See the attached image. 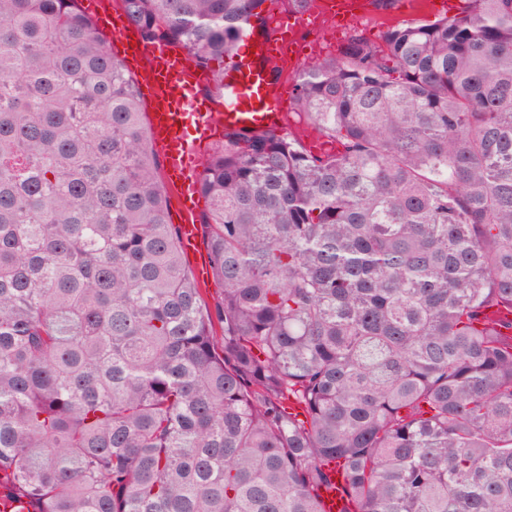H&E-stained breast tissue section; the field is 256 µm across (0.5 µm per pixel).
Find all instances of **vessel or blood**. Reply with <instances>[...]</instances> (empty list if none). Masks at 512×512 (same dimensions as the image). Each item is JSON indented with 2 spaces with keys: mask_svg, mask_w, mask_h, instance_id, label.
<instances>
[{
  "mask_svg": "<svg viewBox=\"0 0 512 512\" xmlns=\"http://www.w3.org/2000/svg\"><path fill=\"white\" fill-rule=\"evenodd\" d=\"M83 8L100 22L111 48L133 65L140 86L146 90L151 133L163 157L166 182L177 200L182 245L184 249H194L199 236L201 162L213 136L220 128L227 132L242 128L285 131L283 85L271 77L269 68L282 46L297 48L295 30L306 27L308 17L303 14L288 26L265 28L252 44L253 55L241 73L240 84L231 91V102L224 111L217 112L204 103L201 95L208 75L184 50L166 41H145L138 30L113 11L111 0H85ZM311 10L361 19L373 15L374 2L314 0ZM342 483L341 473L332 471L329 486L321 490L323 512H342ZM32 509L31 500L10 482L0 483V512Z\"/></svg>",
  "mask_w": 512,
  "mask_h": 512,
  "instance_id": "b4317fda",
  "label": "vessel or blood"
}]
</instances>
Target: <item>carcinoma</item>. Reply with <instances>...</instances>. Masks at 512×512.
Segmentation results:
<instances>
[{"label": "carcinoma", "instance_id": "1", "mask_svg": "<svg viewBox=\"0 0 512 512\" xmlns=\"http://www.w3.org/2000/svg\"><path fill=\"white\" fill-rule=\"evenodd\" d=\"M224 71L265 0H121ZM304 64L341 149L224 134L209 309L136 80L77 0H0V474L35 512H512V0ZM330 482L331 486L322 488L320 492L323 512H341L345 506L344 500L338 491L343 483L342 474L338 470L332 471Z\"/></svg>", "mask_w": 512, "mask_h": 512}]
</instances>
